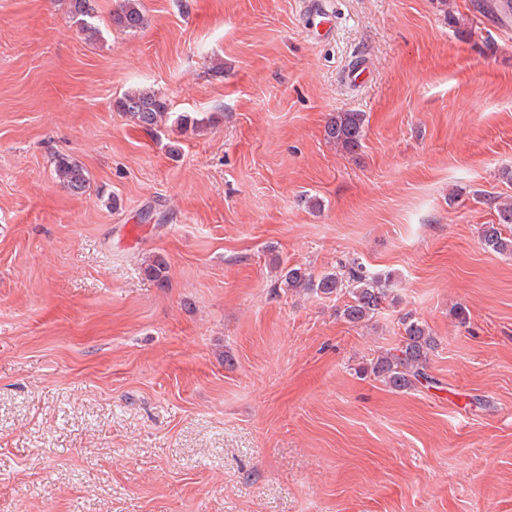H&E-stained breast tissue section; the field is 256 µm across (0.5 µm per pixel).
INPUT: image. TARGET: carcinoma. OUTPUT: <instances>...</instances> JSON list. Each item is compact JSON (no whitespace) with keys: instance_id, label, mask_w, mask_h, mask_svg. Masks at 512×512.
I'll use <instances>...</instances> for the list:
<instances>
[{"instance_id":"cac0c4a2","label":"carcinoma","mask_w":512,"mask_h":512,"mask_svg":"<svg viewBox=\"0 0 512 512\" xmlns=\"http://www.w3.org/2000/svg\"><path fill=\"white\" fill-rule=\"evenodd\" d=\"M96 0H70V14L80 29L96 34ZM112 26L134 34L146 24L145 15L138 0H119L110 15ZM117 111L123 113L133 124L146 130H154L165 122L169 115L166 99L158 92L147 88L126 91L115 101ZM364 114L361 112H338L330 117L324 127V138L345 152H353L361 145L364 131ZM55 173L60 183L72 194L86 190L88 177L77 162L59 156L54 161ZM498 223L487 224L482 230L485 247L502 254H512V202L497 207ZM272 266L277 272L278 286L285 292H305L320 297H348L339 310L340 316L351 324H360L374 317L389 303L396 302L389 288L391 274L370 272L363 264L352 261L338 270L314 275L301 265H287L275 257ZM147 275L163 287L167 282V263L155 258L146 268ZM403 333L399 347L372 359L362 372L372 374L397 391H407L426 382L433 383L428 373L429 351L436 340L424 322L407 314L401 319Z\"/></svg>"}]
</instances>
